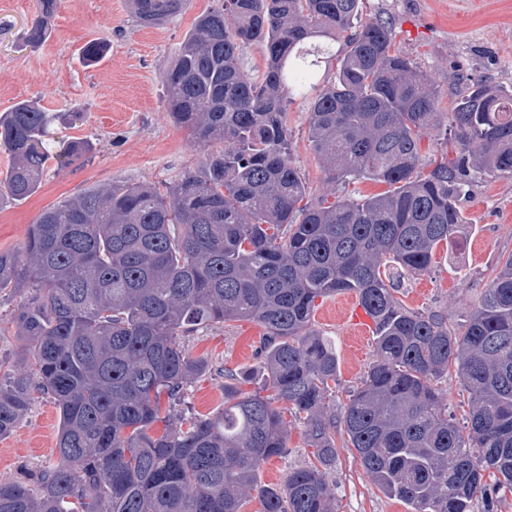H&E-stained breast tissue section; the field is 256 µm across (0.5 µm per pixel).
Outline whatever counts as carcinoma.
Listing matches in <instances>:
<instances>
[{
    "label": "carcinoma",
    "instance_id": "cac0c4a2",
    "mask_svg": "<svg viewBox=\"0 0 512 512\" xmlns=\"http://www.w3.org/2000/svg\"><path fill=\"white\" fill-rule=\"evenodd\" d=\"M136 21L163 24L188 0H128ZM363 0H218L161 70L166 112L209 150L159 188L108 183L44 209L20 251L0 252V295L21 342L0 378V436L40 389L60 414L58 460L36 485L0 481V512H336V443L367 479L412 512H497L512 494V255L477 307L445 317L395 296L440 244L464 233L462 200L486 177H512V89L471 82L448 114L459 143L427 173L423 136L437 132V85L394 47L391 24L362 19ZM60 0H38L27 43H43ZM344 39L341 53L333 44ZM264 44L265 67L238 51ZM338 58L332 76L322 64ZM309 100L308 140L331 185H387L328 201L292 165L287 102ZM51 116L20 102L0 116L12 164L0 198L40 188L48 163L91 152L48 147ZM353 293L374 325L375 358L341 409L338 357L310 326L317 300ZM248 321L265 330L261 385L224 384V408L175 409L207 371L180 336ZM455 368L470 394L463 425L438 382ZM168 409L161 411V395ZM162 423L161 433L153 425ZM302 427L310 462L278 486L261 466Z\"/></svg>",
    "mask_w": 512,
    "mask_h": 512
}]
</instances>
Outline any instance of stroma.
<instances>
[{
  "instance_id": "1",
  "label": "stroma",
  "mask_w": 512,
  "mask_h": 512,
  "mask_svg": "<svg viewBox=\"0 0 512 512\" xmlns=\"http://www.w3.org/2000/svg\"><path fill=\"white\" fill-rule=\"evenodd\" d=\"M216 0H189L184 11L159 26L137 23L128 0H62L43 44L32 49L23 38L37 12V0H0V113L22 101L52 114L48 139L54 147L72 138L92 145L86 159L50 165L40 189L22 201L0 204V251H18L30 224L46 207L92 186L113 181L158 186L198 167L202 149L165 110L160 71L174 47ZM364 20L390 22L395 48L420 71L437 79L438 106L448 111L471 79L512 87V0H364ZM107 45L105 57L86 65L80 55L89 41ZM82 113L68 125L63 113ZM293 165L319 194L325 180L308 141L309 106L301 98L288 107ZM469 224L462 248L439 247L427 271L405 277L401 298L407 308L447 316L461 332L495 270L512 255V178L479 181L462 201ZM354 294L324 300L314 312V330L336 346L340 380L335 399L343 404L373 360L374 341L365 335L363 352L342 305ZM263 330L252 322L201 328L183 336L192 356L210 371L184 392L199 414L224 406V386L247 371H258ZM60 415L51 395L37 391L23 420L0 438V481L29 480L55 456ZM337 512H411L405 502L384 496L363 475L352 449L338 451L331 474Z\"/></svg>"
}]
</instances>
